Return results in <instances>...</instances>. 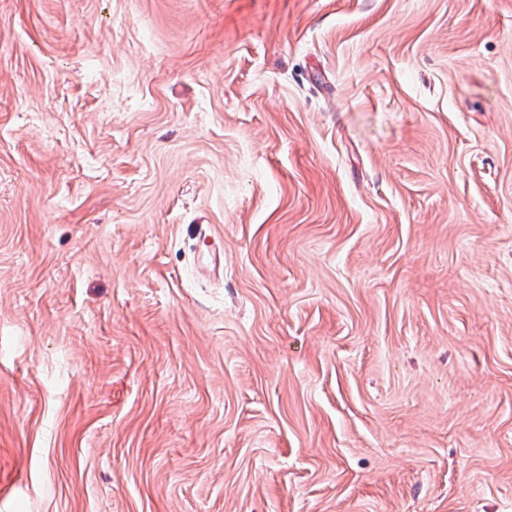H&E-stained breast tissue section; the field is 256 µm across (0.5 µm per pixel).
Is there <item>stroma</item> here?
Instances as JSON below:
<instances>
[{
  "label": "stroma",
  "instance_id": "1",
  "mask_svg": "<svg viewBox=\"0 0 512 512\" xmlns=\"http://www.w3.org/2000/svg\"><path fill=\"white\" fill-rule=\"evenodd\" d=\"M0 512H512V0H0Z\"/></svg>",
  "mask_w": 512,
  "mask_h": 512
}]
</instances>
